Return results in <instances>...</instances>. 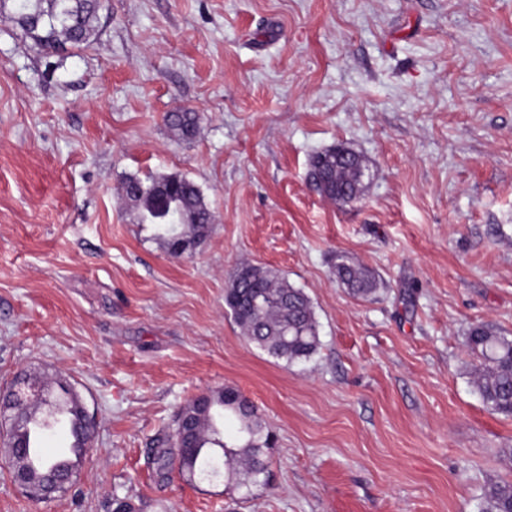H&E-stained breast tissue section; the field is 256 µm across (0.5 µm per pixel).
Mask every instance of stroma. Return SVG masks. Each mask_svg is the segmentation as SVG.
I'll list each match as a JSON object with an SVG mask.
<instances>
[{
    "instance_id": "1",
    "label": "stroma",
    "mask_w": 512,
    "mask_h": 512,
    "mask_svg": "<svg viewBox=\"0 0 512 512\" xmlns=\"http://www.w3.org/2000/svg\"><path fill=\"white\" fill-rule=\"evenodd\" d=\"M62 59L0 15V382L65 377L94 444L0 512H482L512 480V417L471 383L467 331L512 336V0H105ZM194 109L178 139L163 117ZM345 145L369 175L309 182ZM180 174L214 222L170 256L122 192ZM379 287L350 294L336 254ZM243 262L310 297L320 346L275 360L229 318ZM231 387L275 438L249 496L149 462L178 406ZM365 170L359 155L338 145L312 158L309 180L322 196L332 201L351 202L361 192Z\"/></svg>"
}]
</instances>
